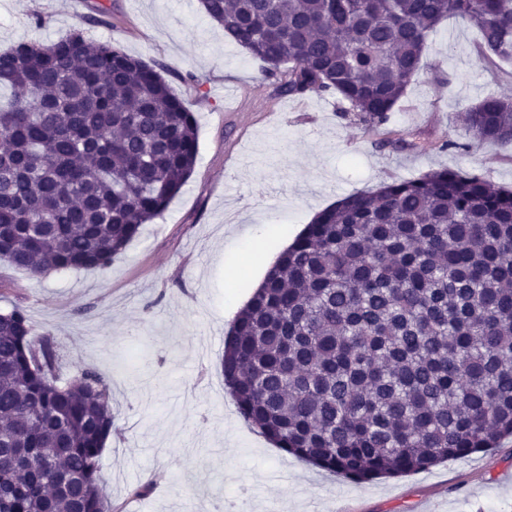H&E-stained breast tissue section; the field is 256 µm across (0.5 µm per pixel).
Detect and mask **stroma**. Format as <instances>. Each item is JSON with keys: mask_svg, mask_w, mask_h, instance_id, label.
<instances>
[{"mask_svg": "<svg viewBox=\"0 0 512 512\" xmlns=\"http://www.w3.org/2000/svg\"><path fill=\"white\" fill-rule=\"evenodd\" d=\"M76 27L162 64L198 124L189 182L109 269L33 277L0 260V312L24 307L64 374L92 368L111 388L109 499L132 512H512V436L426 471L349 482L251 428L221 372L238 302L280 254V235L296 238L347 195L444 168L512 189V147L472 143L462 126L489 92L512 98V65L479 62L478 31L445 19L388 125L371 130L340 117L335 98L282 93L199 0H0V51ZM393 139L419 147L397 151ZM259 244L265 256L249 260ZM146 482L152 492L130 498Z\"/></svg>", "mask_w": 512, "mask_h": 512, "instance_id": "35a3bbf8", "label": "stroma"}]
</instances>
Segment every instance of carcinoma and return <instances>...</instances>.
<instances>
[{"mask_svg":"<svg viewBox=\"0 0 512 512\" xmlns=\"http://www.w3.org/2000/svg\"><path fill=\"white\" fill-rule=\"evenodd\" d=\"M290 96L386 124L455 16L512 59V0H200ZM163 67L76 28L0 52V259L34 277L109 268L197 163ZM462 124L512 144V98ZM224 386L275 447L353 482L512 435V190L443 169L348 195L283 250L224 337ZM108 383L65 377L26 309L0 313V512H110Z\"/></svg>","mask_w":512,"mask_h":512,"instance_id":"carcinoma-1","label":"carcinoma"}]
</instances>
